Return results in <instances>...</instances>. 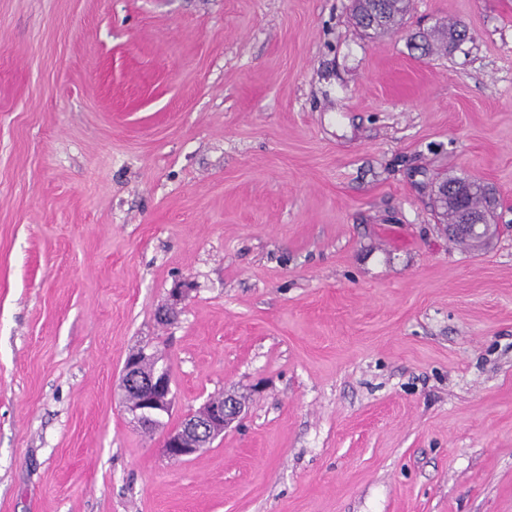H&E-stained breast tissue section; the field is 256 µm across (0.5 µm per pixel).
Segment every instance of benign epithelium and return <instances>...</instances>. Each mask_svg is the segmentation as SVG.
Instances as JSON below:
<instances>
[{
    "mask_svg": "<svg viewBox=\"0 0 512 512\" xmlns=\"http://www.w3.org/2000/svg\"><path fill=\"white\" fill-rule=\"evenodd\" d=\"M460 220L448 225L451 239L471 238L476 243L487 240L490 225L467 210L459 211ZM155 361L152 353L141 348L126 359L120 388L126 400L125 409L139 426H150L173 407L172 380L167 369L153 367L142 370V363ZM245 405L221 395L207 400L196 412L183 419L176 428L165 432L162 440L163 453L170 459L189 460L201 449L224 433L244 411Z\"/></svg>",
    "mask_w": 512,
    "mask_h": 512,
    "instance_id": "7a95c632",
    "label": "benign epithelium"
}]
</instances>
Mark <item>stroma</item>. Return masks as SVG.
Masks as SVG:
<instances>
[{
  "label": "stroma",
  "instance_id": "stroma-1",
  "mask_svg": "<svg viewBox=\"0 0 512 512\" xmlns=\"http://www.w3.org/2000/svg\"><path fill=\"white\" fill-rule=\"evenodd\" d=\"M351 5L0 0V512H512V0L378 36ZM462 175L499 198L480 249L432 206ZM153 362L150 372H143V361ZM120 388L125 400V409L140 427L150 426L173 407L172 380L167 368L157 367L154 354L146 348L132 352L126 359ZM131 393L137 394L134 402L128 400ZM159 420L155 423V427ZM229 397L222 394L210 398L180 425L165 432L163 453L170 459L187 461L202 448L209 447L244 411V403L228 400Z\"/></svg>",
  "mask_w": 512,
  "mask_h": 512
}]
</instances>
